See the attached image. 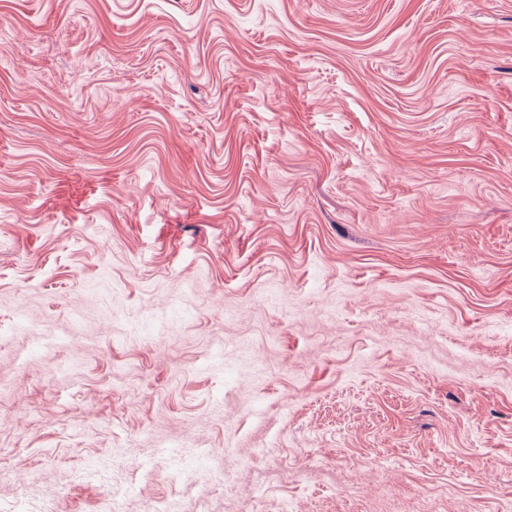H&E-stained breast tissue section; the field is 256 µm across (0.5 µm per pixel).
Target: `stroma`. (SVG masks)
Masks as SVG:
<instances>
[{
  "mask_svg": "<svg viewBox=\"0 0 512 512\" xmlns=\"http://www.w3.org/2000/svg\"><path fill=\"white\" fill-rule=\"evenodd\" d=\"M512 512V0H0V512ZM85 476L104 487V492L98 503V512H124L123 502L131 493V488H122L121 491L116 493L113 490L110 472L107 470L91 468Z\"/></svg>",
  "mask_w": 512,
  "mask_h": 512,
  "instance_id": "obj_1",
  "label": "stroma"
}]
</instances>
